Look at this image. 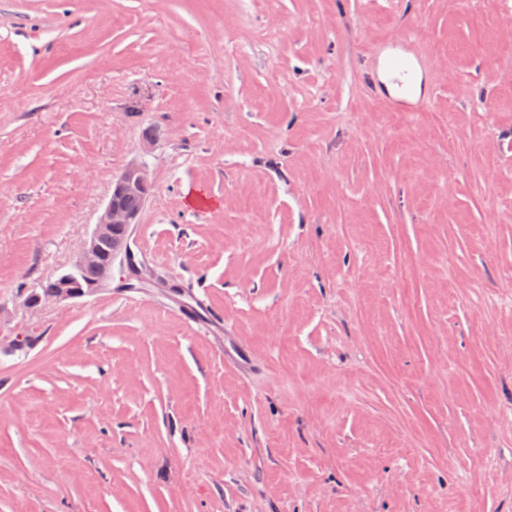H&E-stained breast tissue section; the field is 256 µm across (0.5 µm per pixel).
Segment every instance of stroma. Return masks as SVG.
Here are the masks:
<instances>
[{
  "instance_id": "35a3bbf8",
  "label": "stroma",
  "mask_w": 512,
  "mask_h": 512,
  "mask_svg": "<svg viewBox=\"0 0 512 512\" xmlns=\"http://www.w3.org/2000/svg\"><path fill=\"white\" fill-rule=\"evenodd\" d=\"M135 159L225 336L118 262L25 307ZM0 512H512V0H0ZM366 55L373 95L382 98L392 112H423L429 97L426 79L431 71L413 33L373 44Z\"/></svg>"
}]
</instances>
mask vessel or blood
<instances>
[{
    "mask_svg": "<svg viewBox=\"0 0 512 512\" xmlns=\"http://www.w3.org/2000/svg\"><path fill=\"white\" fill-rule=\"evenodd\" d=\"M366 55L370 61V89L374 96L382 98L394 112L423 110L428 93L418 89L417 82L429 74L430 68L413 34L373 44Z\"/></svg>",
    "mask_w": 512,
    "mask_h": 512,
    "instance_id": "vessel-or-blood-1",
    "label": "vessel or blood"
}]
</instances>
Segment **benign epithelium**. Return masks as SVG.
<instances>
[{
	"label": "benign epithelium",
	"instance_id": "1",
	"mask_svg": "<svg viewBox=\"0 0 512 512\" xmlns=\"http://www.w3.org/2000/svg\"><path fill=\"white\" fill-rule=\"evenodd\" d=\"M151 187L152 182L147 165L142 161H131L113 180L109 199L98 216L83 250L69 270L55 277L51 281V289L45 293L27 298L25 300L26 307L34 309L47 302H61L99 292L112 283V262L119 256L122 257V265L127 272L125 278L127 287H163V280L153 278L147 273L144 264L136 261L134 253L128 246V241L124 240L116 244L112 256L107 260L103 259L99 251V242L110 236L115 228L121 227L125 233L129 234L134 225L139 223L141 211L126 208L121 199L137 197L145 201ZM88 266H95L99 269L98 278L86 288H71L70 284L74 274Z\"/></svg>",
	"mask_w": 512,
	"mask_h": 512
}]
</instances>
